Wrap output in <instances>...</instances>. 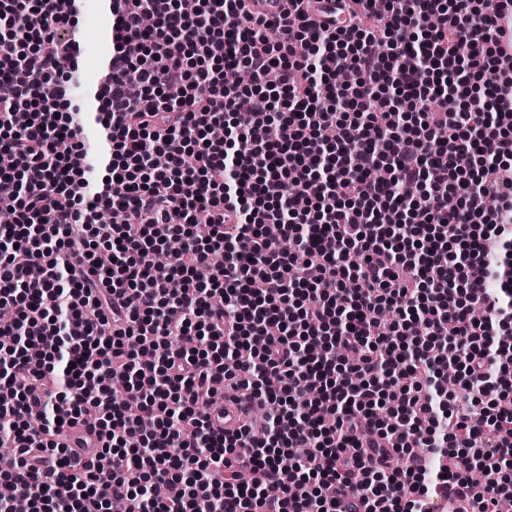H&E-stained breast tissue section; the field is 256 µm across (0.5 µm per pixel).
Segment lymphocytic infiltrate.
<instances>
[{"mask_svg": "<svg viewBox=\"0 0 512 512\" xmlns=\"http://www.w3.org/2000/svg\"><path fill=\"white\" fill-rule=\"evenodd\" d=\"M355 2L111 0L91 193L81 0H0V512H512V0ZM86 115L83 126V139L89 154L93 158L106 146L105 135L100 126L94 122L93 114Z\"/></svg>", "mask_w": 512, "mask_h": 512, "instance_id": "1", "label": "lymphocytic infiltrate"}]
</instances>
